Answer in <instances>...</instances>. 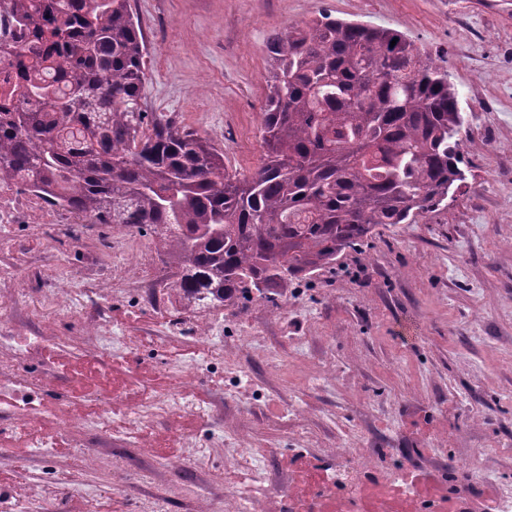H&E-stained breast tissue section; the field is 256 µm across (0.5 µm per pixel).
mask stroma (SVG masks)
<instances>
[{"label": "stroma", "instance_id": "stroma-1", "mask_svg": "<svg viewBox=\"0 0 512 512\" xmlns=\"http://www.w3.org/2000/svg\"><path fill=\"white\" fill-rule=\"evenodd\" d=\"M147 45L143 101L208 138L228 169L258 165L268 38L320 13L402 32L447 68L466 114L465 181L447 209L416 224L379 228L334 269L289 287L279 306L243 312L155 309L118 283L112 229L0 224V298L11 283L43 289L44 314L16 309L46 335L40 353L17 360L0 348V373L34 372L49 385L41 427L22 428L19 405L0 397V512H141L149 473L160 512H225L221 426L270 449L279 492L298 469L336 468L340 448L369 445L383 471L442 485L438 455L468 466L489 451L475 498L491 512L512 484V0H131ZM94 278L129 347L84 348L74 316L52 311L55 274ZM216 320L240 370L221 356L190 369L199 324ZM309 339L297 348L296 337ZM190 389L192 411L147 423L134 405ZM301 415L298 423L286 413ZM66 454L53 473L33 452L41 434ZM95 443L105 479L78 458ZM182 458V470L167 466Z\"/></svg>", "mask_w": 512, "mask_h": 512}]
</instances>
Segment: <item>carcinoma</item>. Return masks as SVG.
<instances>
[{
	"label": "carcinoma",
	"instance_id": "1",
	"mask_svg": "<svg viewBox=\"0 0 512 512\" xmlns=\"http://www.w3.org/2000/svg\"><path fill=\"white\" fill-rule=\"evenodd\" d=\"M2 12L19 41L0 51V184L86 224L149 229L186 309L274 304L378 227L448 207L465 180L459 94L397 30L325 14L272 35L262 154L241 178L173 113L144 108L130 0Z\"/></svg>",
	"mask_w": 512,
	"mask_h": 512
}]
</instances>
